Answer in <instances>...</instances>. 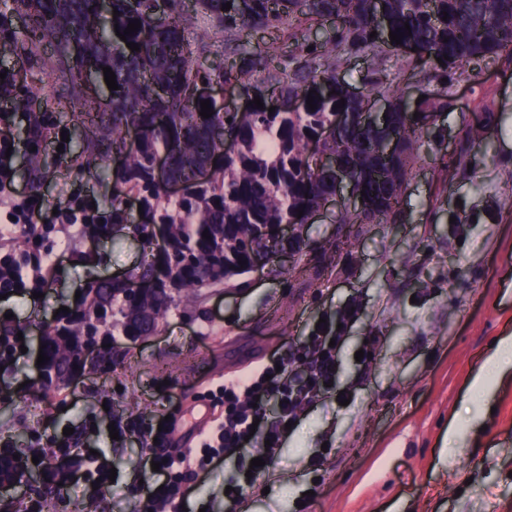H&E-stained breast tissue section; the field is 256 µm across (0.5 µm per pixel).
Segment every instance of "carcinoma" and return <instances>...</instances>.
<instances>
[{
    "instance_id": "1",
    "label": "carcinoma",
    "mask_w": 512,
    "mask_h": 512,
    "mask_svg": "<svg viewBox=\"0 0 512 512\" xmlns=\"http://www.w3.org/2000/svg\"><path fill=\"white\" fill-rule=\"evenodd\" d=\"M14 2L28 16V24L7 44L55 46L73 97L86 108L74 115L84 140L72 161L75 177L110 180L142 204L144 215L133 218L123 198L112 197V227L148 242L158 229L166 240L163 253L127 278L91 281L80 305L42 336L48 357L42 385L56 388L66 371L85 368L83 350L99 345L100 337L150 336L170 309L191 312L200 290L248 272L257 256L279 246L265 228L311 220L336 191V172L314 167L307 156V142L313 138L322 139L323 150L342 161L354 189L365 191L364 198L374 203L367 210H340L336 223L395 221L414 166L424 153L439 151L443 144L440 129L426 127V115L456 112L451 86L458 71L512 54V0H381L382 29L372 0H243L242 8L237 0H195L192 15L174 9L158 15L151 0H111L116 16L102 15L98 0ZM228 2L231 9L225 11L222 6ZM195 16L230 34L277 27L290 18L310 28L335 20L337 27L311 42V53L325 56L323 69L300 65L273 77L270 91L282 100V109L271 113L266 105H251L230 110L212 98L214 114L204 118L196 86L216 77L248 97L256 88L253 74L266 66V56L237 45L232 48L235 63L211 73L197 62L184 38L185 25ZM136 19L140 28L121 40L116 31ZM396 30L403 32L399 44L389 38ZM128 42L139 50H130ZM388 49L409 54L421 67L443 59L441 74H423L428 87L415 118L403 108L405 93L386 87L382 54ZM368 51L374 53L370 90L355 99L350 85L336 77V64L345 54ZM105 67L116 75L118 89L105 99L88 96L83 72L102 83ZM311 90L315 109H288L290 99ZM373 94L388 99L390 121L401 131L399 157L390 165L382 160L385 130L361 120ZM342 99L344 107L335 108ZM339 111L352 115L351 123L340 129ZM493 123V112L486 110L482 124L466 128L457 165L481 146ZM130 127L139 133L134 149L124 137ZM217 128L234 141L233 154L224 155V142L214 138ZM161 153L168 156L167 179L182 184L177 195L168 194L156 179L154 160ZM110 154L121 158L112 171L105 165ZM218 155L221 162L215 165ZM25 167L31 189L39 191L40 154L28 155ZM205 231L210 238L203 237ZM144 281L152 286L141 291Z\"/></svg>"
}]
</instances>
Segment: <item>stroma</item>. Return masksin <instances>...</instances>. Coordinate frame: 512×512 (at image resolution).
Listing matches in <instances>:
<instances>
[{
    "instance_id": "35a3bbf8",
    "label": "stroma",
    "mask_w": 512,
    "mask_h": 512,
    "mask_svg": "<svg viewBox=\"0 0 512 512\" xmlns=\"http://www.w3.org/2000/svg\"><path fill=\"white\" fill-rule=\"evenodd\" d=\"M273 41L279 55L256 81L310 59L294 20L242 39L254 52ZM39 56L24 70L15 55L0 56V72L15 76L9 101L18 140L28 135L25 100L33 95L48 102L54 131L75 133L65 117L70 94L54 75L58 52L45 45ZM477 71L478 79L455 81L461 105L441 127L446 148L415 166L400 221L348 229L335 213L314 217L301 238L329 244L334 263L280 248L230 285L205 290L200 311L170 310L155 334L133 345L116 337L110 372L90 368L68 387L41 389V331L56 310L75 305L89 280L136 271L153 247L109 230L49 267V292L39 301L0 300L27 341L26 353L0 372V436L22 447L32 432L50 439L69 427L79 447L104 451L117 472L106 496L79 485L50 495V512H136L125 488L144 478L148 451L135 440L113 445L112 421L172 415L177 439L193 440L207 415L199 401L206 389L271 354L287 355L319 319H335L349 303L359 317L339 356L335 391L303 410L238 512H512V382L482 394L470 387L495 340L512 336V60L488 59ZM487 109L498 117L487 150L473 151L469 168L447 171L460 130ZM40 152L45 208L81 193L110 211L111 185L79 186L50 143ZM453 211L463 223L449 222ZM363 348L368 357L356 361ZM106 398L112 413L103 416ZM478 417L484 430L471 426ZM92 418L93 432L85 428ZM232 473L224 466L200 474L187 512H225Z\"/></svg>"
}]
</instances>
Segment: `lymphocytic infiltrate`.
Masks as SVG:
<instances>
[{
	"instance_id": "1",
	"label": "lymphocytic infiltrate",
	"mask_w": 512,
	"mask_h": 512,
	"mask_svg": "<svg viewBox=\"0 0 512 512\" xmlns=\"http://www.w3.org/2000/svg\"><path fill=\"white\" fill-rule=\"evenodd\" d=\"M9 143V135L0 134V225L29 228L35 246L0 249V295L41 293L47 286L46 258L37 248L38 241L57 237L64 226L72 228L79 239H95L108 230L112 216L93 209L90 201L72 196L57 204L56 214H43L36 197L14 188L12 161L5 156ZM354 317V311L343 308L335 321L316 327L290 358L263 364L230 384L209 389L208 427L196 447H175L174 426L169 421L161 425L116 422L119 437H136L149 447L150 460L159 465L150 481L128 488L139 505L138 512H156L161 506L168 512H183L191 483L199 473L230 460L236 461L238 475L224 503L229 512H237L253 479L265 474L264 464L279 448L286 424L295 422L299 412L335 378L344 329ZM50 445L51 453L34 459L17 455L11 442L1 441L0 488H14L33 471L44 475L46 484L53 488L83 484L104 491L110 487L111 466L103 455L84 453L67 438L51 440ZM256 457L262 458L263 464L254 468L250 462Z\"/></svg>"
}]
</instances>
